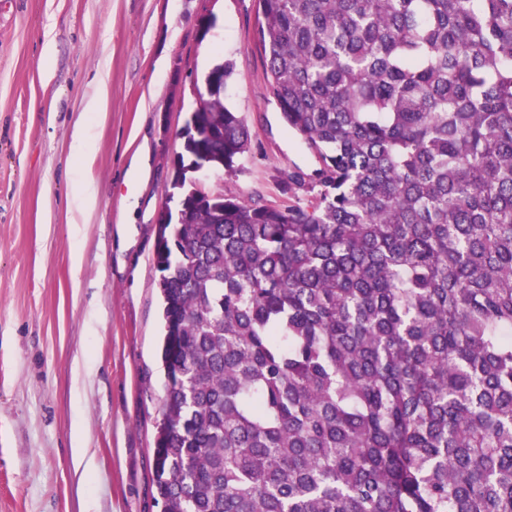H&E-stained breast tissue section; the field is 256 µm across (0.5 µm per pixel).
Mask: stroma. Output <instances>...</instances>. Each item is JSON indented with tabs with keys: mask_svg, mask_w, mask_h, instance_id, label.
Returning <instances> with one entry per match:
<instances>
[{
	"mask_svg": "<svg viewBox=\"0 0 512 512\" xmlns=\"http://www.w3.org/2000/svg\"><path fill=\"white\" fill-rule=\"evenodd\" d=\"M257 25L258 0L0 7V512H161L154 218L213 66L232 64L224 103L255 139L204 189L311 198L281 190L317 159L269 95Z\"/></svg>",
	"mask_w": 512,
	"mask_h": 512,
	"instance_id": "stroma-1",
	"label": "stroma"
}]
</instances>
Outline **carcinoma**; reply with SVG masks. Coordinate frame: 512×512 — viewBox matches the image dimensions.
Returning <instances> with one entry per match:
<instances>
[{
    "instance_id": "obj_1",
    "label": "carcinoma",
    "mask_w": 512,
    "mask_h": 512,
    "mask_svg": "<svg viewBox=\"0 0 512 512\" xmlns=\"http://www.w3.org/2000/svg\"><path fill=\"white\" fill-rule=\"evenodd\" d=\"M307 204L194 191L254 134L204 80L161 224L165 512H512V0H258Z\"/></svg>"
}]
</instances>
